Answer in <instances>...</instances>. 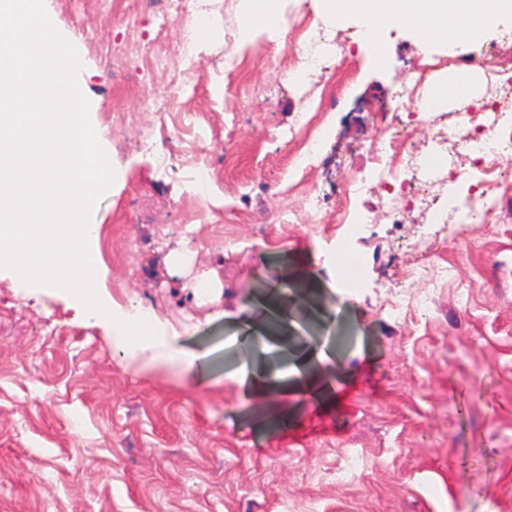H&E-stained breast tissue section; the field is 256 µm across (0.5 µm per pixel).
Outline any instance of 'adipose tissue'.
<instances>
[{
    "mask_svg": "<svg viewBox=\"0 0 512 512\" xmlns=\"http://www.w3.org/2000/svg\"><path fill=\"white\" fill-rule=\"evenodd\" d=\"M460 3L471 18L469 34L473 37L500 16L512 14V0H322V8L332 17L358 16L364 37L371 40L377 39L388 21L413 27L426 40L447 36L446 21Z\"/></svg>",
    "mask_w": 512,
    "mask_h": 512,
    "instance_id": "obj_1",
    "label": "adipose tissue"
}]
</instances>
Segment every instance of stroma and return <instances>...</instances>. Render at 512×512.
<instances>
[{
  "instance_id": "obj_1",
  "label": "stroma",
  "mask_w": 512,
  "mask_h": 512,
  "mask_svg": "<svg viewBox=\"0 0 512 512\" xmlns=\"http://www.w3.org/2000/svg\"><path fill=\"white\" fill-rule=\"evenodd\" d=\"M284 2L356 37L335 110L288 82V27L244 35L246 0H44L114 171L91 215L98 291L199 359L122 357L110 321L0 269V512H512V193L491 223L435 224L428 239L415 207L372 225L345 244L364 287L335 281L336 187L363 172L373 117L411 63L450 49L388 26L378 65L357 17ZM307 108L324 139L302 173L289 157ZM306 186L325 223H276L303 215ZM419 249L429 317L393 319L384 306L414 288ZM328 319L353 329L351 347L305 335ZM247 333L249 355H226ZM274 369L278 388L239 382ZM349 454L357 471L341 469Z\"/></svg>"
}]
</instances>
